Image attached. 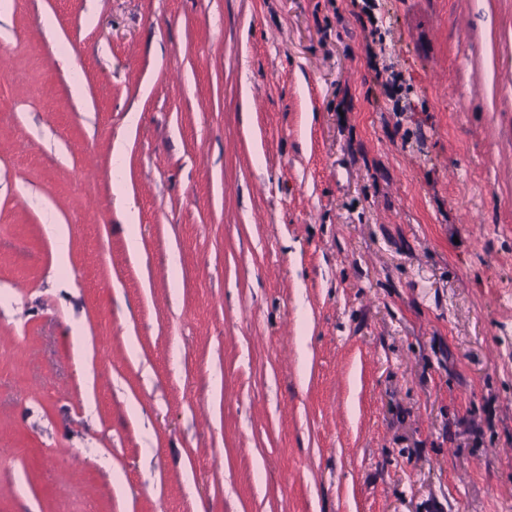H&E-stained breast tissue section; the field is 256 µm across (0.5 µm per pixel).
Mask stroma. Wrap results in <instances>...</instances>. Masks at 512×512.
<instances>
[{
	"mask_svg": "<svg viewBox=\"0 0 512 512\" xmlns=\"http://www.w3.org/2000/svg\"><path fill=\"white\" fill-rule=\"evenodd\" d=\"M510 507L512 0H0V512Z\"/></svg>",
	"mask_w": 512,
	"mask_h": 512,
	"instance_id": "obj_1",
	"label": "stroma"
}]
</instances>
